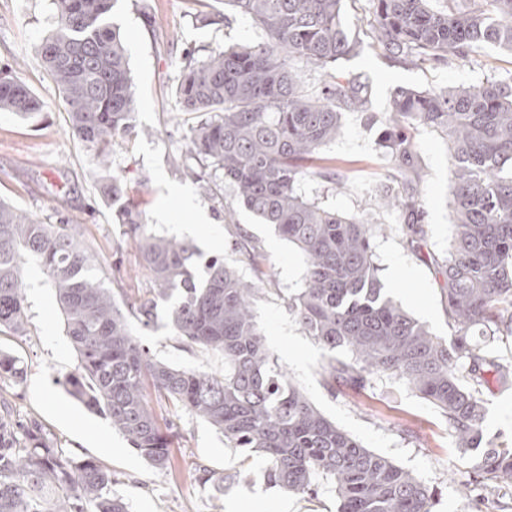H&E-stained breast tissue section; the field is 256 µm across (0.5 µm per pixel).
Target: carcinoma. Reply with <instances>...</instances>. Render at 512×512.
Here are the masks:
<instances>
[{"label":"carcinoma","instance_id":"1","mask_svg":"<svg viewBox=\"0 0 512 512\" xmlns=\"http://www.w3.org/2000/svg\"><path fill=\"white\" fill-rule=\"evenodd\" d=\"M116 0H51L56 26L39 56L68 114V133L95 151L103 197L118 204L122 241L138 249L152 287L118 300L97 275L94 248L70 224H45L0 200V330L23 336L26 273L36 264L54 288L66 334L78 354L64 376L69 393L104 413L130 446L167 476L170 437L154 402L184 409L264 462L267 484L312 495L317 475L336 487L337 512H431L432 493L410 472L365 448L325 418L265 344L255 306L261 288L213 257L192 271L196 250L161 235L123 200L111 153L133 129L134 94L126 47L110 21ZM266 34L197 59L187 52L172 94L194 116L187 152L195 179L210 190L219 172L243 205L305 258L303 286L288 308L327 352L322 375L363 389L387 378L406 385L448 421L456 447L480 448L485 373L512 385V364L494 343L512 337V72L478 85L400 88L384 115L381 141L401 187L379 189V208L398 213L407 244L418 248L424 202L412 130L439 134L452 161V237L445 267L451 336L433 335L384 292L374 251L382 230L365 213L344 215L299 192L309 163L336 140L346 111H368V85L340 69L361 50L343 21V0H220ZM376 46L422 66L464 57L479 45L512 54V0H370ZM324 70L312 93L293 69ZM41 99L10 67L0 68V110L27 120ZM167 325L183 346L221 355L224 373L155 359L134 335ZM19 360L0 351V381L19 378ZM472 470L512 481V445L471 456ZM196 480L224 491L227 478L204 466ZM112 473L92 459L65 458L35 419L12 413L0 390V512H130L110 494Z\"/></svg>","mask_w":512,"mask_h":512}]
</instances>
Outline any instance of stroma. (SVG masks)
Instances as JSON below:
<instances>
[{"mask_svg":"<svg viewBox=\"0 0 512 512\" xmlns=\"http://www.w3.org/2000/svg\"><path fill=\"white\" fill-rule=\"evenodd\" d=\"M199 10V0H117L112 10L111 21L127 47L136 96L134 131L112 154V167L123 177L127 200L140 207L156 232L189 239L202 258L223 257L245 278H262L256 315L279 364L328 419L433 489L431 512H503L512 505V486L492 489L490 481L471 472L467 454L456 448L445 417L431 404L387 379H373L362 390L325 383L324 351L288 308L289 293L303 284V255L260 223L223 177H216L214 191L207 196L187 170L172 164V157L186 150L185 127L175 116L171 95L183 51L195 50L203 58L264 36L246 16L232 13L227 20L207 24L198 19ZM369 20L368 0H346L345 23L361 40L362 50L342 68L370 83V107L345 112L341 136L321 148L316 174L302 183L301 192L342 213H372L383 227L374 246L388 295L445 339L450 334L447 278L430 259L447 256L452 234L448 148L438 134H414L425 218L420 248L411 250L396 214L374 206L373 192L387 183L390 172L378 143L380 120L396 89L475 85L512 70V55L486 45L446 65L404 66L373 46ZM55 22L51 0H0V67H12L40 95L51 120L50 125L39 126L0 112V198L44 223L79 225L107 270L106 287L135 298L149 288V273L138 250L122 242L112 210L99 191L95 152L68 135L64 103L38 57V46ZM324 172L334 174L343 190L325 191L320 179ZM183 193L191 196L193 209L181 208ZM192 224L196 233L186 235L185 227ZM252 252L257 255L253 262L248 259ZM395 253L411 270L410 280L401 285L390 264ZM28 280L27 335L0 334V349L20 359L24 379L0 386L11 393L17 413L37 418L57 437L63 456L92 458L107 466L114 478L112 493L123 497L131 512H227L232 502L255 505L257 512H277L288 497L300 512H336L335 486L328 478H316L315 496L287 495L266 484L259 458L245 459L203 419L174 412L163 403L157 404V413L174 419L178 429L170 443L173 474H157L108 418L90 411L64 386V375L78 366L77 353L43 274L30 269ZM138 337L155 358L168 364L214 373L224 369L220 356L183 348L167 328L142 331ZM485 399L484 442L494 447L511 443L512 387L489 382ZM202 465L235 477V484L220 494L200 486L195 470Z\"/></svg>","mask_w":512,"mask_h":512,"instance_id":"1","label":"stroma"}]
</instances>
